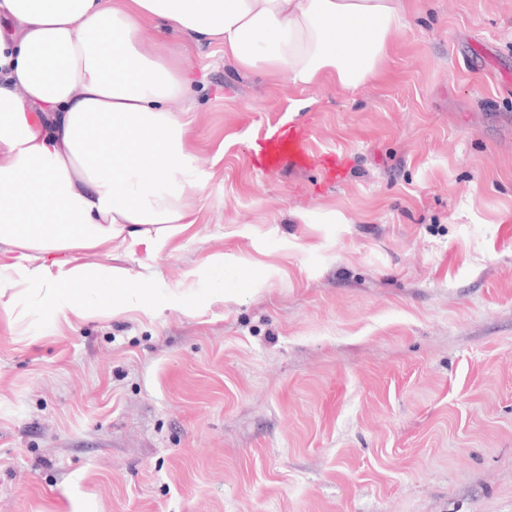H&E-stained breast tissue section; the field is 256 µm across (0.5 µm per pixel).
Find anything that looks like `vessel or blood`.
<instances>
[{"label":"vessel or blood","instance_id":"obj_1","mask_svg":"<svg viewBox=\"0 0 512 512\" xmlns=\"http://www.w3.org/2000/svg\"><path fill=\"white\" fill-rule=\"evenodd\" d=\"M312 135V127L305 120H291L265 129L255 156L258 168L271 173L287 166L303 169L312 165L321 167L327 179L339 178L342 167L339 156L333 152L316 154Z\"/></svg>","mask_w":512,"mask_h":512}]
</instances>
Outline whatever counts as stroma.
I'll return each instance as SVG.
<instances>
[{
	"label": "stroma",
	"mask_w": 512,
	"mask_h": 512,
	"mask_svg": "<svg viewBox=\"0 0 512 512\" xmlns=\"http://www.w3.org/2000/svg\"><path fill=\"white\" fill-rule=\"evenodd\" d=\"M411 10L352 93L193 54L194 224L77 256L154 309L0 301V512H512V0ZM295 116L341 180L252 167Z\"/></svg>",
	"instance_id": "obj_1"
}]
</instances>
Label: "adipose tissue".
Here are the masks:
<instances>
[{"instance_id": "adipose-tissue-1", "label": "adipose tissue", "mask_w": 512, "mask_h": 512, "mask_svg": "<svg viewBox=\"0 0 512 512\" xmlns=\"http://www.w3.org/2000/svg\"><path fill=\"white\" fill-rule=\"evenodd\" d=\"M408 0H0V296L44 294L54 314L124 310L151 279L67 264L66 252L146 244L192 223L204 189L185 141L188 62L218 43L242 71L355 92L382 75ZM187 44L171 50L151 29Z\"/></svg>"}]
</instances>
